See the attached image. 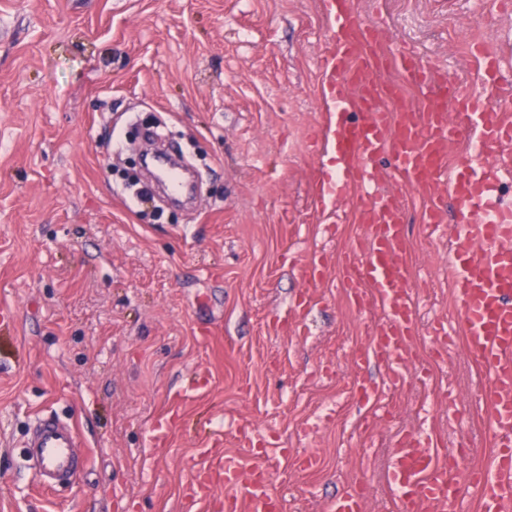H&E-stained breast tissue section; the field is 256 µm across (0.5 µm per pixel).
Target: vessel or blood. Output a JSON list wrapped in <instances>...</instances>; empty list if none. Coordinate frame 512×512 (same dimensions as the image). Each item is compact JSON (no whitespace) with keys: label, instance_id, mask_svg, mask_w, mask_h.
Instances as JSON below:
<instances>
[{"label":"vessel or blood","instance_id":"b4317fda","mask_svg":"<svg viewBox=\"0 0 512 512\" xmlns=\"http://www.w3.org/2000/svg\"><path fill=\"white\" fill-rule=\"evenodd\" d=\"M329 38L320 57L321 96L334 105L325 131L336 155L337 172H321L316 198L327 223L333 205L353 188L367 193L356 220L364 228L347 256L346 286L357 305L376 301L385 313L370 333V347L356 365L377 358L387 368L383 385L360 382L359 393L376 402L381 389L398 388L399 368L415 334V301L408 288L405 190L427 199L425 221L442 224V198L452 200L462 218L460 244L453 261V295L468 355L486 369L489 383L483 407L493 455L489 469H465L470 451L439 453L427 432H401L392 452L389 481L401 512H460L473 493L482 512H512V209L498 201V176L492 158L512 142V107L500 104L498 57L477 49L480 83L470 85L442 76L411 50L387 51L377 24L365 22L353 0H322ZM396 79H389V72ZM418 103H407L408 88ZM468 145L469 157L450 163L454 141ZM392 169L377 166L382 155ZM398 173L392 190L375 195L373 186ZM34 480L54 488L88 463L71 421L37 416L24 443ZM222 436L203 449L204 462L192 475L190 499L206 512H280L266 469L244 466L241 455L222 450ZM362 485L347 489L328 512H363Z\"/></svg>","mask_w":512,"mask_h":512}]
</instances>
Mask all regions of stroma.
<instances>
[{
  "mask_svg": "<svg viewBox=\"0 0 512 512\" xmlns=\"http://www.w3.org/2000/svg\"><path fill=\"white\" fill-rule=\"evenodd\" d=\"M354 6L389 50L474 85L478 40L512 81V0ZM328 36L321 0H0V512H183L200 448L237 420L269 442L283 512H326L358 482L364 512H398L388 470L403 430L489 466L488 374L462 343L441 359L431 347L433 320L458 328L454 226L432 230L411 191L418 335L374 430L360 426L357 382L385 369L352 360L384 315L345 286L360 192L337 201L341 223L316 211L315 174L334 166L318 69ZM133 112L162 116L202 169L194 201L118 190L114 151ZM316 255L328 264L314 280ZM198 376L206 386L183 399ZM50 413L89 456L57 491L28 475L21 448ZM309 451L318 467L299 468Z\"/></svg>",
  "mask_w": 512,
  "mask_h": 512,
  "instance_id": "1",
  "label": "stroma"
}]
</instances>
